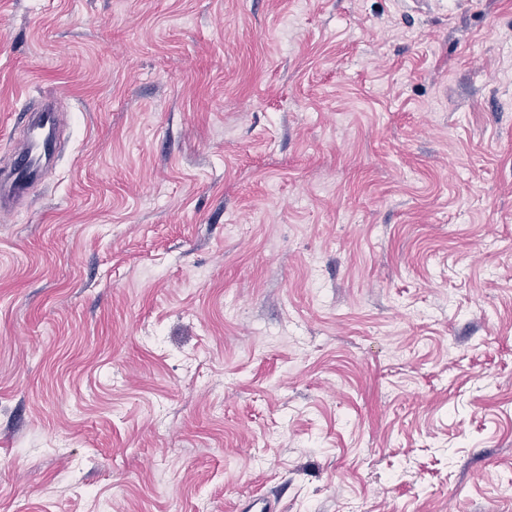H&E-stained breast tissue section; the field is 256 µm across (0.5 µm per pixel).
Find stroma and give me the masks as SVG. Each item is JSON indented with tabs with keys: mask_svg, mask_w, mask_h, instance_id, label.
Returning <instances> with one entry per match:
<instances>
[{
	"mask_svg": "<svg viewBox=\"0 0 512 512\" xmlns=\"http://www.w3.org/2000/svg\"><path fill=\"white\" fill-rule=\"evenodd\" d=\"M0 512H512V0H0ZM62 114L47 102L27 119L21 145L7 175H0L1 211L28 196L41 182L46 166L55 158L62 132Z\"/></svg>",
	"mask_w": 512,
	"mask_h": 512,
	"instance_id": "stroma-1",
	"label": "stroma"
}]
</instances>
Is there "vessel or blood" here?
<instances>
[{"mask_svg": "<svg viewBox=\"0 0 512 512\" xmlns=\"http://www.w3.org/2000/svg\"><path fill=\"white\" fill-rule=\"evenodd\" d=\"M61 132L62 114L53 104H45L39 112L28 117L10 171L0 175L1 208H9L24 199L40 183L46 166L57 153Z\"/></svg>", "mask_w": 512, "mask_h": 512, "instance_id": "obj_1", "label": "vessel or blood"}]
</instances>
